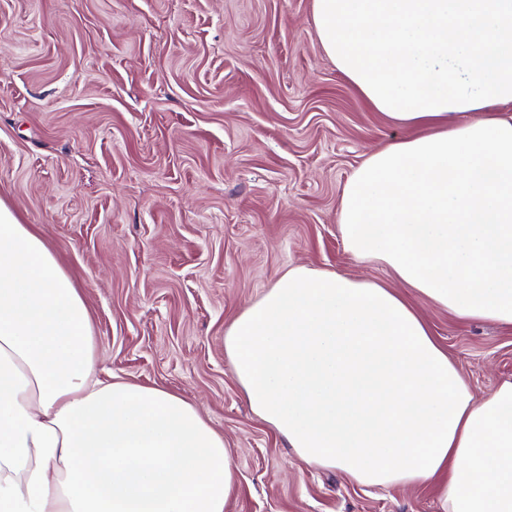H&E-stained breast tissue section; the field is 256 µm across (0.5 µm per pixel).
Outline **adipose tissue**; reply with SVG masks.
<instances>
[{
    "label": "adipose tissue",
    "mask_w": 512,
    "mask_h": 512,
    "mask_svg": "<svg viewBox=\"0 0 512 512\" xmlns=\"http://www.w3.org/2000/svg\"><path fill=\"white\" fill-rule=\"evenodd\" d=\"M327 57L406 137L339 212L375 281L295 265L224 331L253 412L308 465L512 512V381L476 398L412 297L512 328V0H313ZM224 436L101 375L85 299L0 202V512H224Z\"/></svg>",
    "instance_id": "adipose-tissue-1"
}]
</instances>
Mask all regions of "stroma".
<instances>
[{"label": "stroma", "instance_id": "1", "mask_svg": "<svg viewBox=\"0 0 512 512\" xmlns=\"http://www.w3.org/2000/svg\"><path fill=\"white\" fill-rule=\"evenodd\" d=\"M406 134L326 56L312 0H0V201L75 277L101 367L223 434L224 512H442L436 484L306 464L224 355L288 266L392 283L338 215L364 157ZM415 304L476 397L512 381L511 328Z\"/></svg>", "mask_w": 512, "mask_h": 512}]
</instances>
